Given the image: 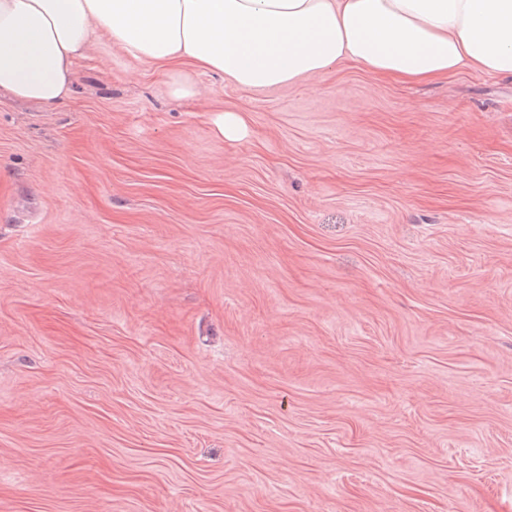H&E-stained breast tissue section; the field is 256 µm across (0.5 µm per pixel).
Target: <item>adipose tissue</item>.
<instances>
[{"instance_id":"obj_1","label":"adipose tissue","mask_w":512,"mask_h":512,"mask_svg":"<svg viewBox=\"0 0 512 512\" xmlns=\"http://www.w3.org/2000/svg\"><path fill=\"white\" fill-rule=\"evenodd\" d=\"M170 65L173 96L195 88L175 63L240 89L280 87L352 62L430 79L468 67L512 75V0H0V90L54 104L97 31Z\"/></svg>"}]
</instances>
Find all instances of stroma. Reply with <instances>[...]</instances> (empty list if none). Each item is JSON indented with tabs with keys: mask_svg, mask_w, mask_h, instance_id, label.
I'll use <instances>...</instances> for the list:
<instances>
[{
	"mask_svg": "<svg viewBox=\"0 0 512 512\" xmlns=\"http://www.w3.org/2000/svg\"><path fill=\"white\" fill-rule=\"evenodd\" d=\"M167 73L0 92V512H512V76Z\"/></svg>",
	"mask_w": 512,
	"mask_h": 512,
	"instance_id": "1",
	"label": "stroma"
}]
</instances>
